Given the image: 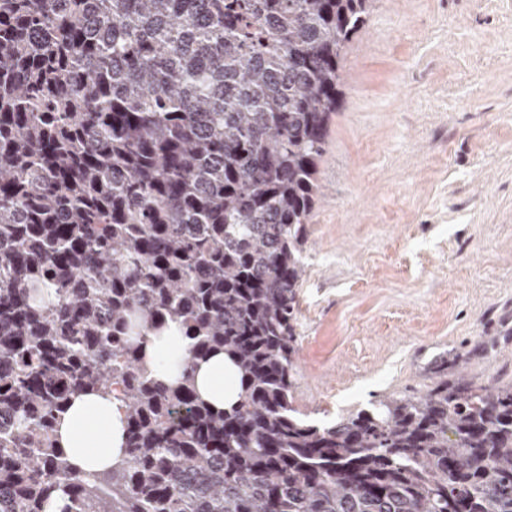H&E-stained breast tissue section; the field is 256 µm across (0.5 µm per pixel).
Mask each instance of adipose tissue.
I'll return each mask as SVG.
<instances>
[{
    "instance_id": "adipose-tissue-1",
    "label": "adipose tissue",
    "mask_w": 512,
    "mask_h": 512,
    "mask_svg": "<svg viewBox=\"0 0 512 512\" xmlns=\"http://www.w3.org/2000/svg\"><path fill=\"white\" fill-rule=\"evenodd\" d=\"M190 341L178 324H169L158 336L149 337L145 351L156 380L176 383L189 358ZM195 385L202 399L221 409L234 403L240 390L239 373L223 353L198 361ZM125 414L112 395L85 392L66 407L56 426V444L77 470L103 472L122 456Z\"/></svg>"
}]
</instances>
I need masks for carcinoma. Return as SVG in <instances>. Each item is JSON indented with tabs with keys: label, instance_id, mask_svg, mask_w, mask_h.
I'll return each instance as SVG.
<instances>
[{
	"label": "carcinoma",
	"instance_id": "cac0c4a2",
	"mask_svg": "<svg viewBox=\"0 0 512 512\" xmlns=\"http://www.w3.org/2000/svg\"><path fill=\"white\" fill-rule=\"evenodd\" d=\"M372 0H0V512H512V388L295 415L303 241ZM169 322L239 403L156 381ZM122 403L77 474L57 420ZM195 385L202 399L216 409H224L238 399L239 373L224 352H214L198 361ZM125 426L124 411L112 393H81L59 419L56 445L76 470L107 471L123 457Z\"/></svg>",
	"mask_w": 512,
	"mask_h": 512
}]
</instances>
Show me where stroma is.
Returning <instances> with one entry per match:
<instances>
[{
    "label": "stroma",
    "mask_w": 512,
    "mask_h": 512,
    "mask_svg": "<svg viewBox=\"0 0 512 512\" xmlns=\"http://www.w3.org/2000/svg\"><path fill=\"white\" fill-rule=\"evenodd\" d=\"M306 226L292 406L512 387V0H374Z\"/></svg>",
    "instance_id": "stroma-1"
}]
</instances>
